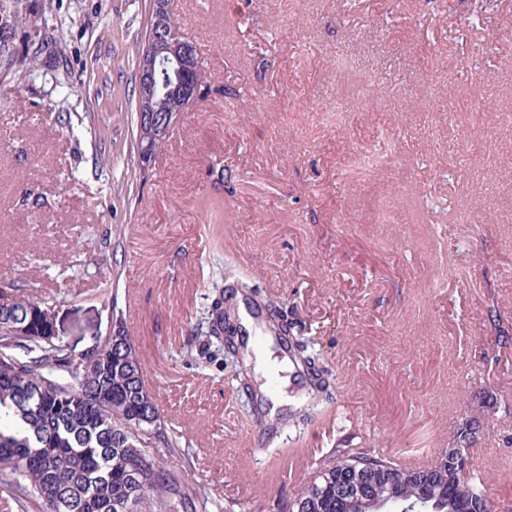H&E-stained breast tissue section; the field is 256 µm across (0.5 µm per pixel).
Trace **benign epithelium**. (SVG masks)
<instances>
[{"instance_id": "7a95c632", "label": "benign epithelium", "mask_w": 512, "mask_h": 512, "mask_svg": "<svg viewBox=\"0 0 512 512\" xmlns=\"http://www.w3.org/2000/svg\"><path fill=\"white\" fill-rule=\"evenodd\" d=\"M170 16L169 0H152L149 25L137 58L138 123L143 133L152 137L169 135L181 116L164 105L161 88L166 67L174 63L181 74L190 75L200 63L195 44L170 25Z\"/></svg>"}]
</instances>
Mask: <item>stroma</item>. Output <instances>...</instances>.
I'll return each mask as SVG.
<instances>
[{
	"label": "stroma",
	"mask_w": 512,
	"mask_h": 512,
	"mask_svg": "<svg viewBox=\"0 0 512 512\" xmlns=\"http://www.w3.org/2000/svg\"><path fill=\"white\" fill-rule=\"evenodd\" d=\"M49 3L32 31L59 50L0 81V288L52 303L76 355L135 310L191 454L169 464L209 512H269L331 448L400 460L473 416L470 474L501 470L486 495L512 512V0H170L204 89L147 167L151 0ZM229 278L333 371L263 450L201 331Z\"/></svg>",
	"instance_id": "stroma-1"
}]
</instances>
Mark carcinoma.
Listing matches in <instances>:
<instances>
[{
	"label": "carcinoma",
	"instance_id": "obj_1",
	"mask_svg": "<svg viewBox=\"0 0 512 512\" xmlns=\"http://www.w3.org/2000/svg\"><path fill=\"white\" fill-rule=\"evenodd\" d=\"M32 0H0V75L34 66L48 48L31 36ZM53 305L0 302V491L21 510L41 512H203L208 492L168 464L185 456L145 386L124 321L76 357L52 336ZM224 294L209 311L207 335L223 343L238 380L250 366L224 341ZM292 361L309 376L308 402H330V371L308 341L291 337ZM476 422L452 440L475 447ZM481 485L457 472L450 449L409 468L370 448H332L315 475L285 499L288 512H482Z\"/></svg>",
	"mask_w": 512,
	"mask_h": 512
}]
</instances>
